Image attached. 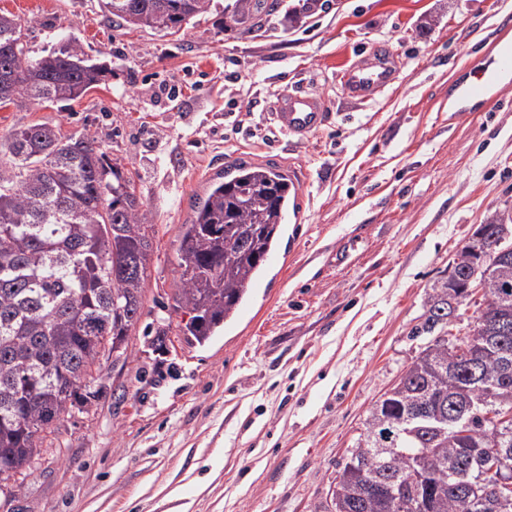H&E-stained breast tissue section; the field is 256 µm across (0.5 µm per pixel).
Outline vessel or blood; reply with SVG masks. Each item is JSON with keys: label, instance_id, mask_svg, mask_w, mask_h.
<instances>
[{"label": "vessel or blood", "instance_id": "b4317fda", "mask_svg": "<svg viewBox=\"0 0 512 512\" xmlns=\"http://www.w3.org/2000/svg\"><path fill=\"white\" fill-rule=\"evenodd\" d=\"M346 96L366 102L397 79V66L388 46L377 45L346 67L340 75ZM512 83V43L495 41L487 50L481 67L470 72L452 90L455 112L465 116L489 103L498 90ZM272 122L289 137L302 140L317 132L329 120L327 105L318 95L303 89L284 93L271 114Z\"/></svg>", "mask_w": 512, "mask_h": 512}]
</instances>
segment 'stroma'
Segmentation results:
<instances>
[{
	"label": "stroma",
	"mask_w": 512,
	"mask_h": 512,
	"mask_svg": "<svg viewBox=\"0 0 512 512\" xmlns=\"http://www.w3.org/2000/svg\"><path fill=\"white\" fill-rule=\"evenodd\" d=\"M231 0L175 35L131 31L101 0H0L27 52L79 46L103 81L67 106H0V137L47 123L95 138L153 226L143 314L101 397L71 407L0 512H323L374 402L424 349L428 295L479 224L512 206V85L468 117L456 81L502 34L512 0H298L224 27ZM378 43L398 67L366 103L340 72ZM303 88L331 114L296 144L270 114ZM305 170L235 319L187 343L174 308L178 230L228 156ZM166 334L165 347L153 345Z\"/></svg>",
	"instance_id": "stroma-1"
}]
</instances>
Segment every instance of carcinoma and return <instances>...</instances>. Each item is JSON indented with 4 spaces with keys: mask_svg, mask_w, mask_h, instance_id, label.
<instances>
[{
    "mask_svg": "<svg viewBox=\"0 0 512 512\" xmlns=\"http://www.w3.org/2000/svg\"><path fill=\"white\" fill-rule=\"evenodd\" d=\"M210 0H104L122 26L178 33ZM261 0H235L230 19L244 27ZM22 20L0 13V104L17 98L74 101L102 81L105 68L77 46L26 54ZM0 170V479L24 476L42 434L68 407L91 404L80 393L98 379L102 360L127 354L140 320L154 236L130 179L94 138L34 124L6 138ZM288 217V184L277 171L237 167L213 180L181 225L178 306L189 318L183 336L204 344L236 314L274 249ZM471 238L453 259L461 270L481 260L495 275L483 286L476 339L453 378L445 330L462 288H431L419 334L431 339L400 381L370 409L366 430L336 477L333 512H512L495 495L500 480L482 467L495 441L512 465V428L493 433L485 414L512 410V251L485 249ZM469 419V433L452 428Z\"/></svg>",
    "mask_w": 512,
    "mask_h": 512,
    "instance_id": "1",
    "label": "carcinoma"
}]
</instances>
